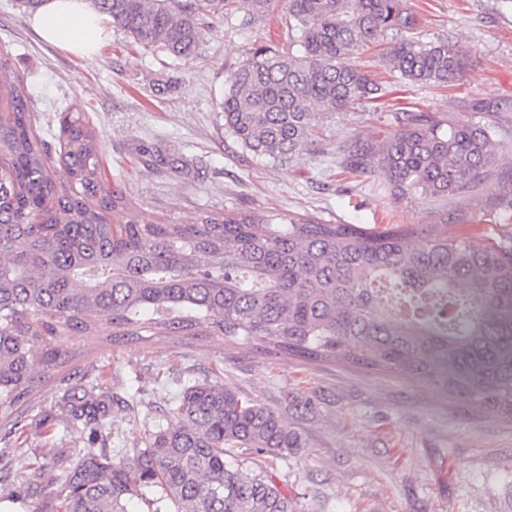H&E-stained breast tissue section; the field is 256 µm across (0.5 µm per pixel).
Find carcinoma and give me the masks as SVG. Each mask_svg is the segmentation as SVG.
I'll return each instance as SVG.
<instances>
[{
  "label": "carcinoma",
  "instance_id": "cac0c4a2",
  "mask_svg": "<svg viewBox=\"0 0 512 512\" xmlns=\"http://www.w3.org/2000/svg\"><path fill=\"white\" fill-rule=\"evenodd\" d=\"M133 43L175 59L198 56L208 20L238 10L246 21L279 9L288 50L253 45L225 79L224 126L245 148L272 159L309 151L316 129L381 87L356 55L383 35L413 31L404 0H91ZM386 68L413 84L446 86L466 76L468 52L448 40L402 37L382 52ZM8 98L0 118V408L20 407L69 355L49 341L163 329L193 335L203 324L228 342L305 361L338 356L427 380L512 416V241L469 243L438 224H327L306 214L206 212L190 221L132 215L105 183L102 144L80 112H62L58 165L34 127L25 87L0 76ZM502 143L486 125L459 118L443 126L409 112L388 135L354 144L343 159L395 198L476 192ZM137 162L174 165L154 146ZM487 214L512 224V181H498ZM422 244H414V239ZM44 342L41 349L33 341ZM68 422L104 440L112 397L99 384L63 396ZM145 447L115 460L101 448L76 462L16 473L6 500L23 502L36 480L56 486L61 512H297L285 482L224 461L226 448L282 456L304 447L276 411L229 386L186 385L166 425Z\"/></svg>",
  "mask_w": 512,
  "mask_h": 512
}]
</instances>
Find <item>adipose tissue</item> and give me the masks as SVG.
I'll use <instances>...</instances> for the list:
<instances>
[{
	"mask_svg": "<svg viewBox=\"0 0 512 512\" xmlns=\"http://www.w3.org/2000/svg\"><path fill=\"white\" fill-rule=\"evenodd\" d=\"M34 24L40 36L75 55L95 59L110 30L87 0H44Z\"/></svg>",
	"mask_w": 512,
	"mask_h": 512,
	"instance_id": "obj_1",
	"label": "adipose tissue"
}]
</instances>
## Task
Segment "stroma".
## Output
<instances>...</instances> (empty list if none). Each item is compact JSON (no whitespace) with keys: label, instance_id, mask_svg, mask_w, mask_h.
<instances>
[{"label":"stroma","instance_id":"stroma-1","mask_svg":"<svg viewBox=\"0 0 512 512\" xmlns=\"http://www.w3.org/2000/svg\"><path fill=\"white\" fill-rule=\"evenodd\" d=\"M416 39H450L470 55L467 77L445 87L413 85L386 70L375 47L358 55L383 89L378 108L359 107L322 128L307 154L272 160L238 143L224 126L225 77L256 34L288 46L280 15L245 24L240 12L207 31L200 59L177 60L132 44L113 28L88 61L40 38L34 11L0 0V62L27 86L37 116L84 113L102 146V175L125 195L128 211L163 221L203 212H298L325 222L436 224L443 213L468 218L464 234L483 243L512 229L493 223L474 200L414 195L392 200L376 178L343 173L340 160L356 142L382 137L408 112L444 124L464 118L492 123L503 134L495 167L512 177V0H407ZM161 147L180 168L152 171L136 164L141 145ZM70 355L49 382L8 418L21 425L0 440V490L29 462L76 458L89 449L59 404L72 387L95 381L111 390L107 445L124 454L165 425L167 401L182 383L220 381L279 412L306 446L272 457L228 448L232 465L274 471L288 483L298 512H512V418L477 399L449 395L398 373L344 358L307 362L274 357L211 329L197 335L142 332L116 339L98 322L93 336L65 335Z\"/></svg>","mask_w":512,"mask_h":512}]
</instances>
